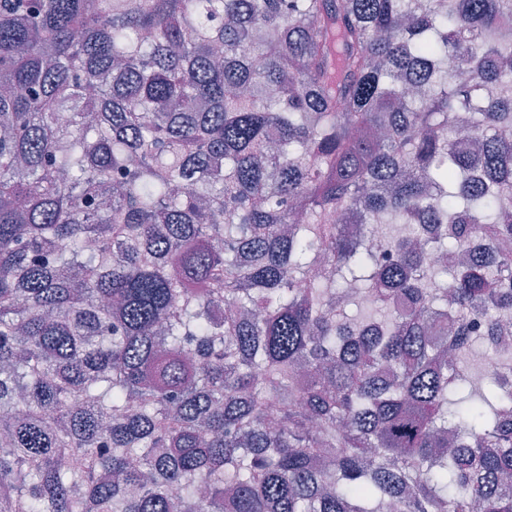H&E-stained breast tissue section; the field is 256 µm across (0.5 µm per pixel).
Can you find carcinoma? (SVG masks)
I'll use <instances>...</instances> for the list:
<instances>
[{
    "label": "carcinoma",
    "mask_w": 512,
    "mask_h": 512,
    "mask_svg": "<svg viewBox=\"0 0 512 512\" xmlns=\"http://www.w3.org/2000/svg\"><path fill=\"white\" fill-rule=\"evenodd\" d=\"M511 23L0 0V512H512Z\"/></svg>",
    "instance_id": "obj_1"
}]
</instances>
